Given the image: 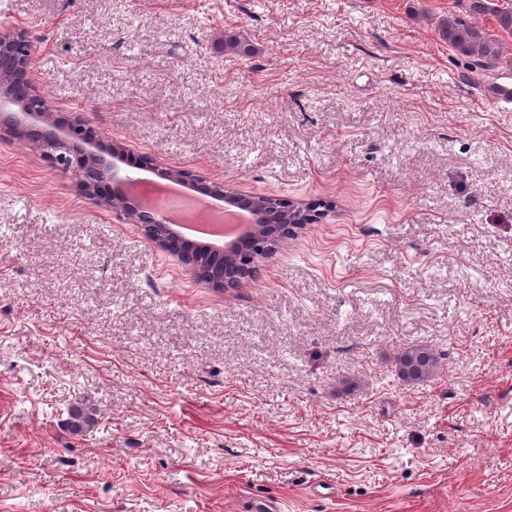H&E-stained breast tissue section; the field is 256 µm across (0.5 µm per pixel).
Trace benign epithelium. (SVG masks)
Segmentation results:
<instances>
[{
	"instance_id": "1",
	"label": "benign epithelium",
	"mask_w": 512,
	"mask_h": 512,
	"mask_svg": "<svg viewBox=\"0 0 512 512\" xmlns=\"http://www.w3.org/2000/svg\"><path fill=\"white\" fill-rule=\"evenodd\" d=\"M18 79L25 83L26 101L13 96L12 86ZM0 139L26 143L49 164L71 173L87 198L120 223L137 228L155 248L184 265L200 285L215 292L224 291L228 284L212 280L200 255L174 243L176 231L164 211L145 209L140 199L128 192L135 184L155 183L140 173L191 189L208 185L215 201L252 213L250 232L221 248L226 274L233 275L237 284L253 274L257 262L275 254L305 226L328 217L332 208L329 202L321 203L319 210L318 205L302 199L245 194L236 187L209 181L191 168L162 163L148 154L139 155L137 166L126 168L124 159L131 153L126 142L106 141L81 114L63 118L48 104L34 78L32 43L24 28L0 31Z\"/></svg>"
}]
</instances>
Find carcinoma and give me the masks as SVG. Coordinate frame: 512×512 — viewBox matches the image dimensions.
Instances as JSON below:
<instances>
[{
	"instance_id": "cac0c4a2",
	"label": "carcinoma",
	"mask_w": 512,
	"mask_h": 512,
	"mask_svg": "<svg viewBox=\"0 0 512 512\" xmlns=\"http://www.w3.org/2000/svg\"><path fill=\"white\" fill-rule=\"evenodd\" d=\"M464 14H453L440 24L441 36L448 46L465 57L487 63L499 59L501 46L475 22L479 15L488 16L507 32H512V3L501 0H459ZM226 52L250 56L254 47L239 34L226 32L218 40ZM398 380L413 386L428 380L438 368V357L426 345H410L397 352L391 362ZM97 409L88 401L74 404L69 411L67 427L73 434H80L96 422Z\"/></svg>"
}]
</instances>
